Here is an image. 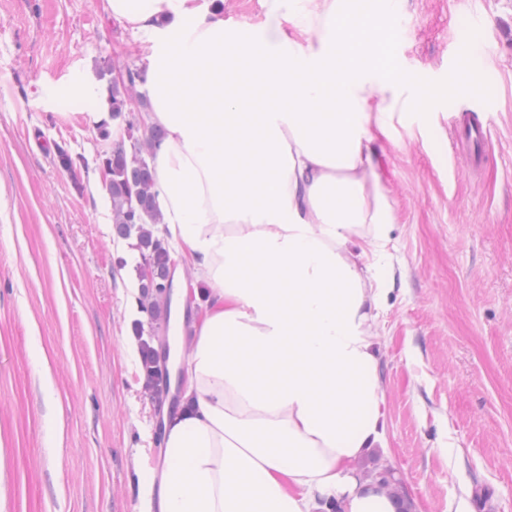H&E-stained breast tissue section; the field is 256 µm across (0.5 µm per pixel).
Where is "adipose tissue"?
<instances>
[{"instance_id": "1", "label": "adipose tissue", "mask_w": 512, "mask_h": 512, "mask_svg": "<svg viewBox=\"0 0 512 512\" xmlns=\"http://www.w3.org/2000/svg\"><path fill=\"white\" fill-rule=\"evenodd\" d=\"M262 2L275 26L208 0H105L150 45L162 228L212 287L140 512H395L359 472L386 445L371 260L394 220L367 146L390 108L434 93H395L410 79L375 36L394 0Z\"/></svg>"}]
</instances>
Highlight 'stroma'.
I'll use <instances>...</instances> for the list:
<instances>
[{
  "label": "stroma",
  "mask_w": 512,
  "mask_h": 512,
  "mask_svg": "<svg viewBox=\"0 0 512 512\" xmlns=\"http://www.w3.org/2000/svg\"><path fill=\"white\" fill-rule=\"evenodd\" d=\"M397 64L482 94L397 110L368 152L395 221L378 260L386 450L412 512H512V0H401ZM100 0H0V512H137V448L162 457V403L125 352L146 322L131 240L98 186L100 68L145 66ZM82 82L94 95L68 97ZM489 121L479 166L454 119ZM87 165L69 173L57 148ZM40 345L53 392L32 355ZM484 91L482 84L476 79L470 70L466 57L460 63L456 77L448 83V92L459 95H476Z\"/></svg>",
  "instance_id": "stroma-1"
}]
</instances>
